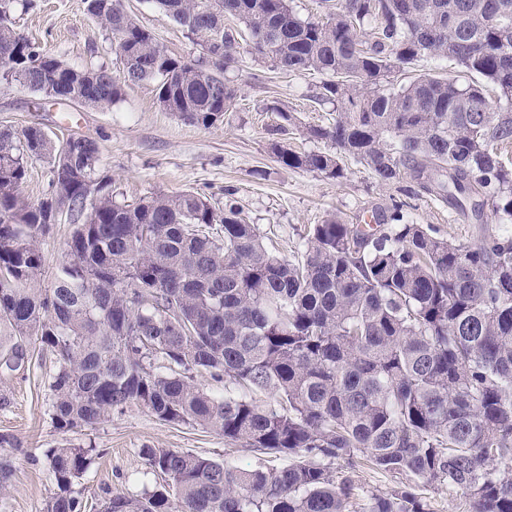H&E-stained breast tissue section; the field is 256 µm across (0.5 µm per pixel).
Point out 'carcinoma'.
Instances as JSON below:
<instances>
[{"mask_svg": "<svg viewBox=\"0 0 512 512\" xmlns=\"http://www.w3.org/2000/svg\"><path fill=\"white\" fill-rule=\"evenodd\" d=\"M152 2L202 56L173 57L121 0H86L123 69H77L18 30L32 0H0V76L97 108L156 80L165 111L209 128L235 105L224 72L242 55L317 72L326 79L316 97L336 105V119L306 134L336 153L276 144L283 165L341 180L349 156L378 182L406 177L477 224H512V160L501 152L512 146V0H346L311 20L291 0ZM440 58L459 70L389 80ZM34 161L49 165L52 194L27 204ZM57 198L75 228L53 282L36 288L37 242L59 221ZM32 339L54 358L58 430L138 406L234 448L297 459L245 469L146 446V470L169 482L104 497L96 512H357L364 462L405 477L364 512H430L422 490L442 487L464 489L470 512H512L511 236L448 241L397 205L371 228L330 215L291 259L268 251L232 204L194 192L117 201L93 139L57 145L38 127L0 128L1 375L26 366ZM96 452L71 441L49 450L58 492L43 512H84L73 487ZM339 460L345 469L331 470Z\"/></svg>", "mask_w": 512, "mask_h": 512, "instance_id": "obj_1", "label": "carcinoma"}]
</instances>
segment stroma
Masks as SVG:
<instances>
[{"label": "stroma", "mask_w": 512, "mask_h": 512, "mask_svg": "<svg viewBox=\"0 0 512 512\" xmlns=\"http://www.w3.org/2000/svg\"><path fill=\"white\" fill-rule=\"evenodd\" d=\"M123 5L171 53L191 59L201 55L200 46L152 0H123ZM18 27L33 43L73 67L103 64L114 75L122 73L111 37L87 14L84 0H35L33 8L19 15ZM225 78L237 91L236 105L207 129L163 111L152 82L124 87L121 100L109 108L67 102L43 109L40 95L4 80L0 127L18 132L37 126L57 141L72 134L96 140L104 170L112 178V193L125 204L157 193L186 191L201 194L216 206L233 199L264 243L289 256H300L311 226L329 215L361 224L369 214H390L397 204L437 237L471 238L472 225L463 223L447 205L419 194L410 179L380 184L348 156L342 160L347 177L340 182L278 161L272 151L276 142L297 151L334 152L331 142L305 134L306 127L329 124L336 115L333 104L315 98L322 75L276 70L246 54ZM282 109L295 116V125H283L278 115ZM72 229L64 216L41 237L39 287L50 284ZM29 350L25 370L0 379V393L10 399L0 408V435L12 440L0 452L13 463L9 486L0 492V512H42L57 490L45 456L74 438L73 433L57 430L50 418L44 382L53 368L51 357L34 342ZM84 437L98 448L77 486L90 510L111 492L139 495L153 490L156 479L147 474L138 454L145 446L179 449L250 469L284 464L280 458L229 447L222 436L200 427L160 422L135 406L113 414Z\"/></svg>", "instance_id": "obj_1"}]
</instances>
